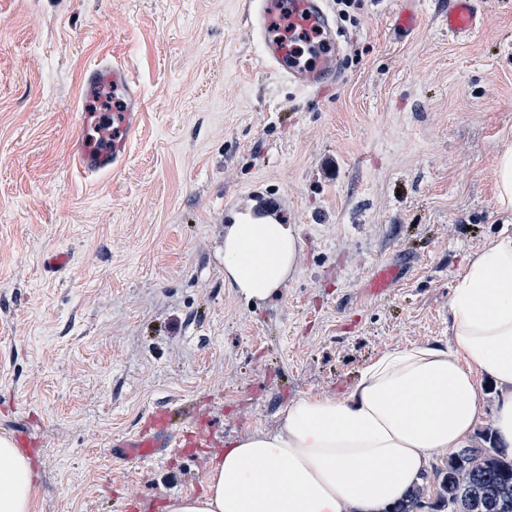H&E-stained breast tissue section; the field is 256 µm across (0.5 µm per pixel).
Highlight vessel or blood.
I'll list each match as a JSON object with an SVG mask.
<instances>
[{
  "mask_svg": "<svg viewBox=\"0 0 512 512\" xmlns=\"http://www.w3.org/2000/svg\"><path fill=\"white\" fill-rule=\"evenodd\" d=\"M246 20L259 37L261 55L274 74L283 78L297 92L312 97L321 96L330 86L344 77L343 57L336 20L330 11L329 0H243ZM481 0H451L448 8V32L459 36L482 28L484 17ZM310 29L320 36L324 48L314 64L302 66L292 63L281 34L283 23ZM87 90L109 84L122 92L126 109L112 115V139L98 148L78 139L73 149L77 167L88 176H97L119 170L127 159L142 112L143 93L131 72L120 61L101 59L84 73ZM281 204L261 200L237 205L233 218L273 224L278 220ZM189 443L188 429L177 430L166 412L152 414L147 425L136 435L117 442V458L137 457L155 461L163 455L178 451Z\"/></svg>",
  "mask_w": 512,
  "mask_h": 512,
  "instance_id": "obj_1",
  "label": "vessel or blood"
}]
</instances>
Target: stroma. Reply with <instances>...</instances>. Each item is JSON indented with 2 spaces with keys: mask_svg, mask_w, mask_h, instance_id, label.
I'll use <instances>...</instances> for the list:
<instances>
[{
  "mask_svg": "<svg viewBox=\"0 0 512 512\" xmlns=\"http://www.w3.org/2000/svg\"><path fill=\"white\" fill-rule=\"evenodd\" d=\"M337 16L344 82L317 99L271 75L239 0H0V438L35 444L31 512H162L199 495L225 443L304 398L348 395L380 355L447 347L448 302L494 238L512 149V0L448 37V0ZM144 109L124 165L72 150L97 59ZM283 201L299 261L250 303L224 279V212ZM62 268L47 261L58 253ZM397 278L383 294L377 266ZM199 415L208 446L116 460L147 416ZM498 175V201L506 210L512 209V150L507 149L499 154L496 160Z\"/></svg>",
  "mask_w": 512,
  "mask_h": 512,
  "instance_id": "obj_1",
  "label": "stroma"
}]
</instances>
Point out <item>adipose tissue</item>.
Returning <instances> with one entry per match:
<instances>
[{
	"instance_id": "adipose-tissue-1",
	"label": "adipose tissue",
	"mask_w": 512,
	"mask_h": 512,
	"mask_svg": "<svg viewBox=\"0 0 512 512\" xmlns=\"http://www.w3.org/2000/svg\"><path fill=\"white\" fill-rule=\"evenodd\" d=\"M288 224L244 221L224 232V275L262 301L299 260ZM451 346L387 352L344 398L298 400L280 427L228 443L205 491L171 498L166 512H386L435 454L469 445L481 419L478 375L499 400L493 428L512 449V226L467 265L448 303ZM32 474L0 438V512H30Z\"/></svg>"
}]
</instances>
